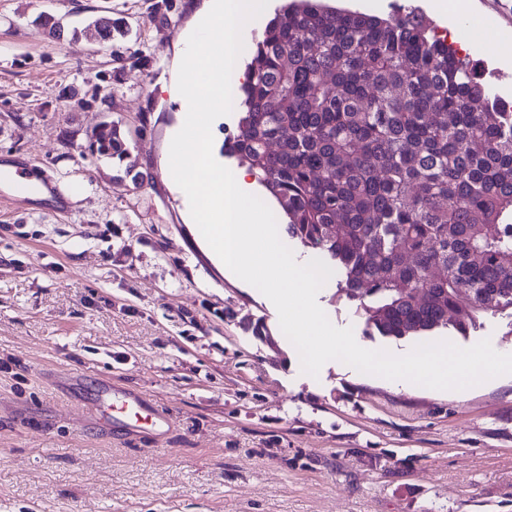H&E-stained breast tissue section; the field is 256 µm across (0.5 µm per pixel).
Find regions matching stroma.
<instances>
[{
	"label": "stroma",
	"mask_w": 512,
	"mask_h": 512,
	"mask_svg": "<svg viewBox=\"0 0 512 512\" xmlns=\"http://www.w3.org/2000/svg\"><path fill=\"white\" fill-rule=\"evenodd\" d=\"M204 3L0 0V164L67 193L0 199V512H512V374L463 398L339 361L309 377L288 366L276 308L212 261L163 166ZM46 13L80 42L52 38ZM102 16L129 36L102 39ZM111 122L141 181L87 151ZM318 301L367 346L447 337L366 334L332 279ZM447 338L512 352V321ZM100 379L171 432L91 420Z\"/></svg>",
	"instance_id": "stroma-1"
}]
</instances>
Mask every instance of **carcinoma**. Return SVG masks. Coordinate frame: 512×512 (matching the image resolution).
I'll return each instance as SVG.
<instances>
[{
	"instance_id": "obj_1",
	"label": "carcinoma",
	"mask_w": 512,
	"mask_h": 512,
	"mask_svg": "<svg viewBox=\"0 0 512 512\" xmlns=\"http://www.w3.org/2000/svg\"><path fill=\"white\" fill-rule=\"evenodd\" d=\"M241 92L224 153L336 273L367 334L512 318V110L420 12L284 0ZM88 150L136 166L115 123Z\"/></svg>"
}]
</instances>
